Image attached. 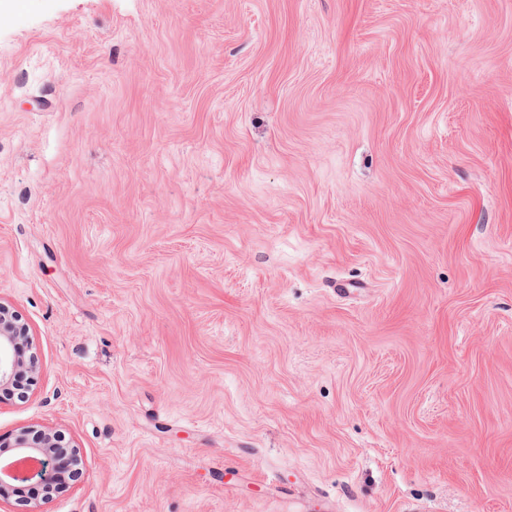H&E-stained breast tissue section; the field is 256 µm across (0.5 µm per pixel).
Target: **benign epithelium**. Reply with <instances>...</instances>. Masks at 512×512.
Listing matches in <instances>:
<instances>
[{
    "label": "benign epithelium",
    "instance_id": "7a95c632",
    "mask_svg": "<svg viewBox=\"0 0 512 512\" xmlns=\"http://www.w3.org/2000/svg\"><path fill=\"white\" fill-rule=\"evenodd\" d=\"M28 346L29 329L22 317L0 302L1 390L9 389L21 372L35 374V356H25ZM56 438L57 435L48 429L34 439L31 431L26 429L9 442H0V453H11L10 460L0 466V505L9 502L17 483L45 482L55 492L70 488V480L81 464V457L78 449L66 448Z\"/></svg>",
    "mask_w": 512,
    "mask_h": 512
}]
</instances>
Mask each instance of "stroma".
<instances>
[{
	"instance_id": "stroma-1",
	"label": "stroma",
	"mask_w": 512,
	"mask_h": 512,
	"mask_svg": "<svg viewBox=\"0 0 512 512\" xmlns=\"http://www.w3.org/2000/svg\"><path fill=\"white\" fill-rule=\"evenodd\" d=\"M9 512H512V0L0 11ZM31 346L29 329L22 317L0 302V389L8 390L20 372L35 374L34 355L25 356V347ZM31 431L22 430L9 442H0L1 456L11 452L10 460L1 464L0 469V510L3 503L9 502L15 490L14 483L36 480L50 484L51 491L67 490L82 462L78 448H65L59 444L52 430H41L39 439L30 437ZM62 455L66 456V462H59ZM21 467L26 469L21 470Z\"/></svg>"
}]
</instances>
